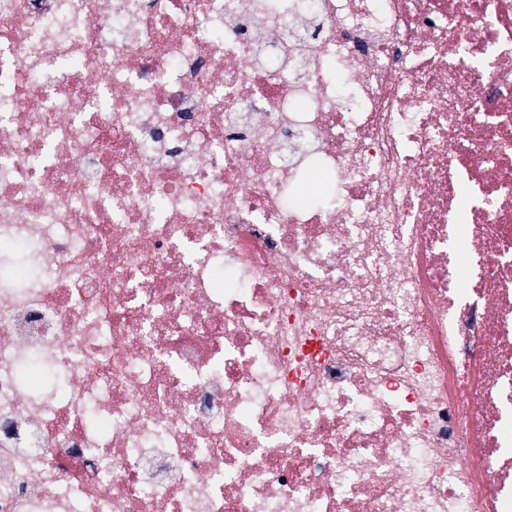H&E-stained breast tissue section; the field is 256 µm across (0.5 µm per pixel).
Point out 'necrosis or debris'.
Segmentation results:
<instances>
[{
	"mask_svg": "<svg viewBox=\"0 0 512 512\" xmlns=\"http://www.w3.org/2000/svg\"><path fill=\"white\" fill-rule=\"evenodd\" d=\"M31 243L0 512H512V0H0Z\"/></svg>",
	"mask_w": 512,
	"mask_h": 512,
	"instance_id": "necrosis-or-debris-1",
	"label": "necrosis or debris"
}]
</instances>
